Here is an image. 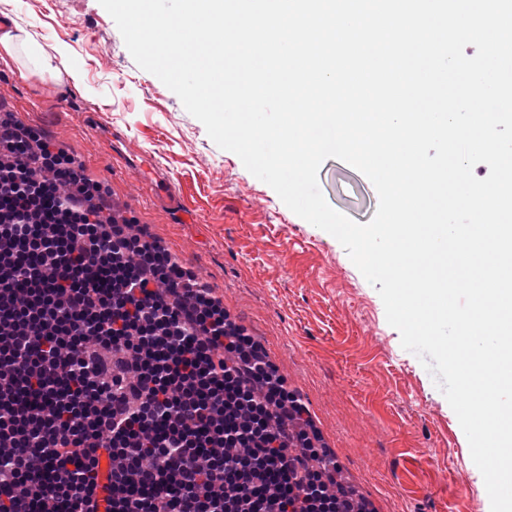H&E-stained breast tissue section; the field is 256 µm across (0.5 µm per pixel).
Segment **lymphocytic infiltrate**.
<instances>
[{
  "label": "lymphocytic infiltrate",
  "mask_w": 512,
  "mask_h": 512,
  "mask_svg": "<svg viewBox=\"0 0 512 512\" xmlns=\"http://www.w3.org/2000/svg\"><path fill=\"white\" fill-rule=\"evenodd\" d=\"M99 189L0 120V512H358L260 343Z\"/></svg>",
  "instance_id": "lymphocytic-infiltrate-1"
}]
</instances>
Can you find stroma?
Here are the masks:
<instances>
[{"label":"stroma","instance_id":"stroma-1","mask_svg":"<svg viewBox=\"0 0 512 512\" xmlns=\"http://www.w3.org/2000/svg\"><path fill=\"white\" fill-rule=\"evenodd\" d=\"M1 15L47 53L65 48L69 73L24 78L1 60L0 113L47 132L104 183L109 210L144 227L260 338L372 512H490L456 414L339 241L294 214L138 67L99 0H0ZM142 170L166 183V197L138 183ZM318 184L337 211L372 219L377 192L347 163L325 160Z\"/></svg>","mask_w":512,"mask_h":512}]
</instances>
